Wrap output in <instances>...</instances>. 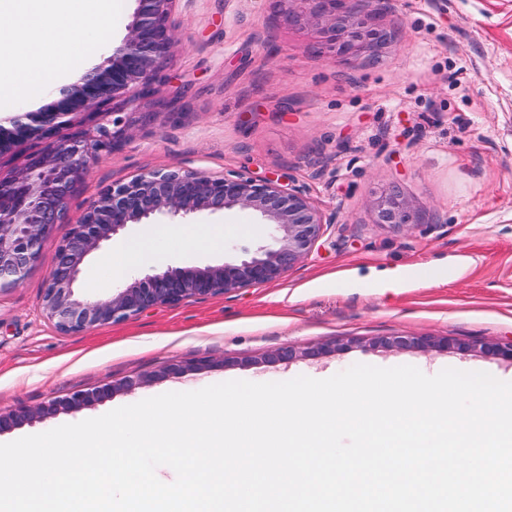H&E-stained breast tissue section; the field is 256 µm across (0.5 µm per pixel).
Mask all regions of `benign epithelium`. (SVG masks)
Here are the masks:
<instances>
[{
	"label": "benign epithelium",
	"instance_id": "obj_1",
	"mask_svg": "<svg viewBox=\"0 0 512 512\" xmlns=\"http://www.w3.org/2000/svg\"><path fill=\"white\" fill-rule=\"evenodd\" d=\"M137 6L122 45L103 64L87 70L72 86L38 112L0 125V155L16 143L32 139L41 148L27 164L0 179V291L19 285L39 261L44 244L58 224L69 223V204L84 182L91 162L119 149L136 124L153 113L125 112L132 101L154 102L169 49L174 41L173 15L179 0H136ZM315 7L290 15L344 38V49L359 42L376 45L386 39L378 28V12L362 0H313ZM96 122L95 134L60 136L73 115ZM239 210L270 229V242L243 249V256L220 265L149 270L131 278L112 296L93 299L78 291L86 257L132 224H181L197 214ZM376 223L397 227L417 225L413 200L389 190L375 203ZM307 195L272 174L257 179L244 174L212 176L180 169L149 171L102 189L72 223L58 246L41 305L63 333L135 317L156 306L178 305L191 297L226 294L239 288L274 281L304 259L329 225ZM381 344L393 351L424 349L437 353L472 350L468 343H450L432 336H389ZM322 347L302 353L288 347L271 354L274 361L300 356L318 358ZM146 383L128 378L51 399L35 408L0 412V434L33 420L75 412L102 402L118 391Z\"/></svg>",
	"mask_w": 512,
	"mask_h": 512
}]
</instances>
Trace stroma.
Listing matches in <instances>:
<instances>
[{
  "instance_id": "35a3bbf8",
  "label": "stroma",
  "mask_w": 512,
  "mask_h": 512,
  "mask_svg": "<svg viewBox=\"0 0 512 512\" xmlns=\"http://www.w3.org/2000/svg\"><path fill=\"white\" fill-rule=\"evenodd\" d=\"M135 0H115L110 33L88 59L71 56L53 90L75 83L121 45ZM286 0H180L166 73L192 84L179 120L159 85L153 122L91 163L41 258L0 292V411L33 408L129 376L147 382L97 403L127 406L231 380L326 379L356 364L446 368L512 378V364L478 351H389L378 338L512 340V0H384L390 42L349 52L288 17ZM178 168L289 178L334 222L279 280L159 306L76 334L41 307L58 244L103 188ZM412 199L420 225L376 221L385 190ZM221 248L180 244L174 226L144 269L204 266L262 241L263 226L232 211L199 214ZM129 226L90 255L81 285L112 293L105 258L139 239ZM332 346L316 359L268 362L281 348ZM185 373L154 379L166 364Z\"/></svg>"
}]
</instances>
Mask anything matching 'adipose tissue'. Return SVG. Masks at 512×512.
Masks as SVG:
<instances>
[{
    "label": "adipose tissue",
    "instance_id": "adipose-tissue-1",
    "mask_svg": "<svg viewBox=\"0 0 512 512\" xmlns=\"http://www.w3.org/2000/svg\"><path fill=\"white\" fill-rule=\"evenodd\" d=\"M111 9L112 0H0V45L10 49L0 56V98L47 89L49 78L64 71V60L41 37L45 28L88 56L106 38Z\"/></svg>",
    "mask_w": 512,
    "mask_h": 512
}]
</instances>
